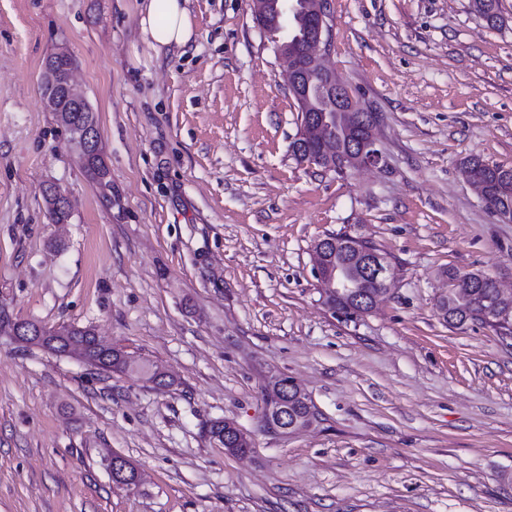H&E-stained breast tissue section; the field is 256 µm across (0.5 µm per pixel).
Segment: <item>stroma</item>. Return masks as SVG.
Instances as JSON below:
<instances>
[{
  "label": "stroma",
  "instance_id": "35a3bbf8",
  "mask_svg": "<svg viewBox=\"0 0 512 512\" xmlns=\"http://www.w3.org/2000/svg\"><path fill=\"white\" fill-rule=\"evenodd\" d=\"M155 49L141 0H0V311L89 327L174 380L99 372L0 325V512H512V338L451 326L445 272L512 289V223L461 161L512 168V0H327L331 67L377 115L383 168L298 163V107L251 0H188ZM64 50L98 119L112 200L46 108ZM72 205L52 223L46 185ZM374 242L394 278L333 315L311 249ZM321 414L265 433L268 375ZM247 431L226 454L211 421ZM129 459L139 490L113 484Z\"/></svg>",
  "mask_w": 512,
  "mask_h": 512
}]
</instances>
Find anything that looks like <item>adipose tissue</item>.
I'll return each instance as SVG.
<instances>
[{
  "label": "adipose tissue",
  "instance_id": "ef3b65f1",
  "mask_svg": "<svg viewBox=\"0 0 512 512\" xmlns=\"http://www.w3.org/2000/svg\"><path fill=\"white\" fill-rule=\"evenodd\" d=\"M140 26L145 39L158 49L186 46L193 37L186 0H146Z\"/></svg>",
  "mask_w": 512,
  "mask_h": 512
}]
</instances>
